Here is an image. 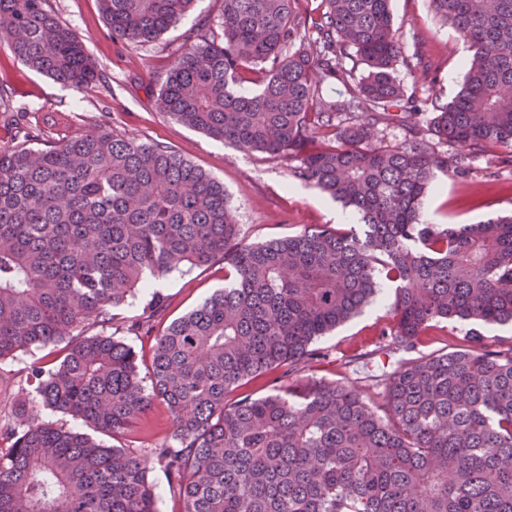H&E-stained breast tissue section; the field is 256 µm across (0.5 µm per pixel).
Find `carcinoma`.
Here are the masks:
<instances>
[{"label": "carcinoma", "mask_w": 512, "mask_h": 512, "mask_svg": "<svg viewBox=\"0 0 512 512\" xmlns=\"http://www.w3.org/2000/svg\"><path fill=\"white\" fill-rule=\"evenodd\" d=\"M99 2L112 37L149 44L194 0ZM296 2L223 0L174 54L158 108L295 161L288 175L354 208L357 230L248 242L224 183L105 126L58 139L24 126L0 149V362L60 347L29 366L36 397L85 427L39 419L19 391L0 423V512H158L156 466L181 512H512V340L491 349L475 331L423 350L444 321L512 322V215L420 213L436 173L468 178L476 158L512 150V0H431L471 50L446 103L399 78L426 68V40L404 53L390 0H319L308 15ZM2 41L60 83L96 79L45 0H0ZM333 80L345 94L327 99ZM380 123L410 134L388 144ZM218 257L227 284L154 337L142 376L106 326L151 281ZM384 284L378 341L342 362L359 377L302 383L326 358L316 341ZM263 376L268 394L241 391ZM155 400L171 435L122 443Z\"/></svg>", "instance_id": "1"}]
</instances>
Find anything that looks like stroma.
<instances>
[{"label": "stroma", "mask_w": 512, "mask_h": 512, "mask_svg": "<svg viewBox=\"0 0 512 512\" xmlns=\"http://www.w3.org/2000/svg\"><path fill=\"white\" fill-rule=\"evenodd\" d=\"M46 7L82 39L98 79L82 90L65 86L26 68L0 44V88L8 95L6 108H0V147L11 145L14 128L22 123L49 127L57 138L104 125L120 136L164 143L223 182L247 241L283 238L310 224H335L341 203L311 184L289 178L288 160L239 151L159 111L157 99L169 55L181 47L199 21L220 15L221 0H195L173 28L147 45L113 38L99 0H46ZM391 10L395 25L404 33L419 26L427 39L430 65L406 77V84L424 95L451 101L465 79L464 62L470 55L467 43L440 25L430 0H391ZM476 167L466 179L437 177L423 200L425 220L474 224L512 210V153L502 150L481 157ZM223 285L224 262L220 259L172 273L153 284L165 300L161 310L149 309L147 296H138L122 310L112 330L133 346L142 366H149L152 343L127 330V322L134 320L144 329L161 332ZM392 297V289H384L377 302L319 339L317 345L327 358L310 370V377L348 379L343 359L374 338ZM32 360V354L22 353L0 363V414L9 415L13 395L27 384Z\"/></svg>", "instance_id": "1"}]
</instances>
